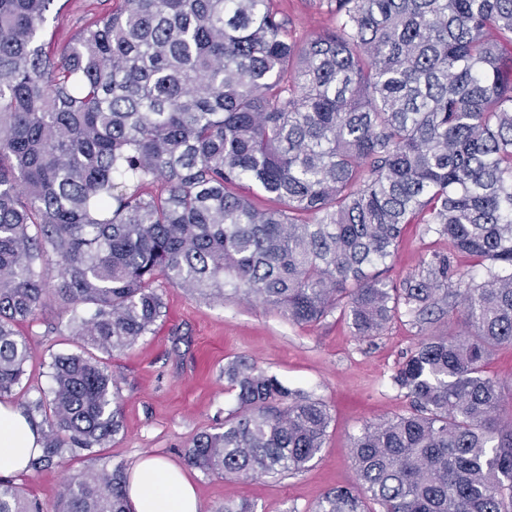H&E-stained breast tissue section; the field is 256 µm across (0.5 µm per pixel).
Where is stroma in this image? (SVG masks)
I'll use <instances>...</instances> for the list:
<instances>
[{
	"mask_svg": "<svg viewBox=\"0 0 512 512\" xmlns=\"http://www.w3.org/2000/svg\"><path fill=\"white\" fill-rule=\"evenodd\" d=\"M163 293L167 315L155 334L103 357L119 389L120 433L105 447L13 476V483L40 500L45 512H53L54 495L70 475L127 471L149 454L185 465L190 440L218 427L236 406L224 367L238 358L321 399L332 420L319 457L302 472L235 480L190 469L200 512H217L224 502L242 499L253 504L254 512H314L327 490L353 483V437L408 405L391 380L420 339L418 328L407 321L364 339L337 311L319 323L298 325L255 300L230 295L207 300L173 287ZM19 331L32 347L28 378L4 401L20 408L49 390L51 355L80 352L81 343L70 336L55 299Z\"/></svg>",
	"mask_w": 512,
	"mask_h": 512,
	"instance_id": "obj_1",
	"label": "stroma"
}]
</instances>
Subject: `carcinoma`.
I'll return each instance as SVG.
<instances>
[{"label": "carcinoma", "mask_w": 512, "mask_h": 512, "mask_svg": "<svg viewBox=\"0 0 512 512\" xmlns=\"http://www.w3.org/2000/svg\"><path fill=\"white\" fill-rule=\"evenodd\" d=\"M55 2L0 0V397L49 295L83 343L26 403L30 466L119 433L95 352L155 333L161 288H229L298 325L338 309L364 338L461 313L404 357L408 408L353 437L356 484L315 512H512V389L485 375L512 345V0H310L334 26L304 37L274 0H114L59 52ZM412 224L434 240L394 280ZM224 377L238 407L186 446L191 466L253 479L318 457L325 404L246 361ZM126 485L77 474L58 512H129ZM0 512L42 508L0 479Z\"/></svg>", "instance_id": "1"}]
</instances>
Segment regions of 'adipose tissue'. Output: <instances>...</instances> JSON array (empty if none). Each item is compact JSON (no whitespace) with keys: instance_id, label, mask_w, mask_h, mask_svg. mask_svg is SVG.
Instances as JSON below:
<instances>
[{"instance_id":"1","label":"adipose tissue","mask_w":512,"mask_h":512,"mask_svg":"<svg viewBox=\"0 0 512 512\" xmlns=\"http://www.w3.org/2000/svg\"><path fill=\"white\" fill-rule=\"evenodd\" d=\"M39 434L21 409L0 403V474L21 475L41 452ZM132 512H199L196 490L183 467L141 458L127 484Z\"/></svg>"}]
</instances>
